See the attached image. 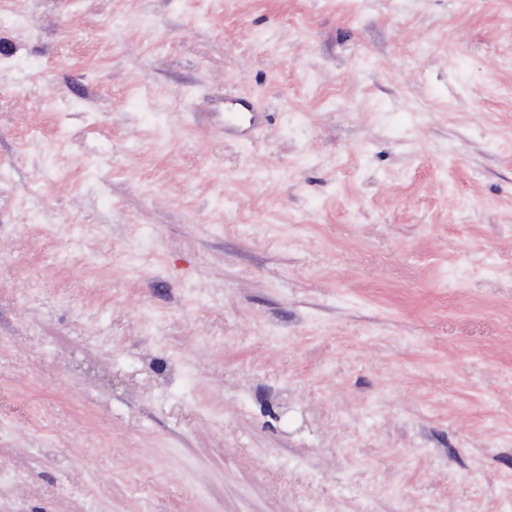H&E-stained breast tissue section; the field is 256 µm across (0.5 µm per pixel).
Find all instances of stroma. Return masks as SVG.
<instances>
[{
	"label": "stroma",
	"instance_id": "obj_1",
	"mask_svg": "<svg viewBox=\"0 0 512 512\" xmlns=\"http://www.w3.org/2000/svg\"><path fill=\"white\" fill-rule=\"evenodd\" d=\"M0 512H512V0H0Z\"/></svg>",
	"mask_w": 512,
	"mask_h": 512
}]
</instances>
